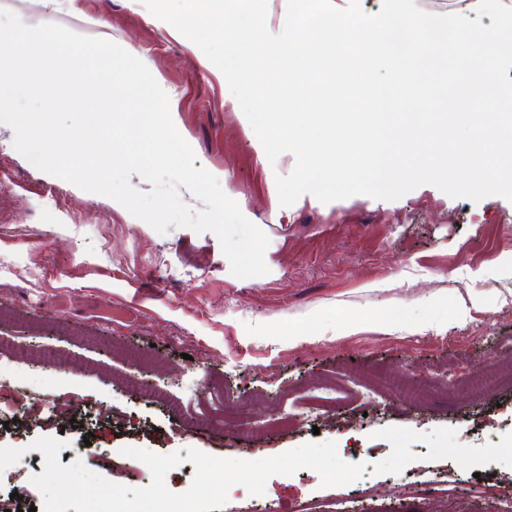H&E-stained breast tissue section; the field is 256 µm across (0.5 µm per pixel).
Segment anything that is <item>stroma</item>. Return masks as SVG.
I'll return each mask as SVG.
<instances>
[{"label":"stroma","instance_id":"1","mask_svg":"<svg viewBox=\"0 0 512 512\" xmlns=\"http://www.w3.org/2000/svg\"><path fill=\"white\" fill-rule=\"evenodd\" d=\"M141 59L168 94L196 166L269 239L267 275L230 272L217 237L158 233L111 198L47 174L0 123V500L42 507L31 447L61 438V465L131 487L148 468L126 446L258 460L336 442L363 476L321 487L308 468L234 486L222 512H512V389L409 403L399 382L439 383L512 362V202L435 186L394 200L303 195L280 206L223 74L143 0H0ZM400 311L402 322H381ZM288 416L293 427L273 428ZM468 416L473 429L456 420ZM210 418L207 429L190 419Z\"/></svg>","mask_w":512,"mask_h":512}]
</instances>
